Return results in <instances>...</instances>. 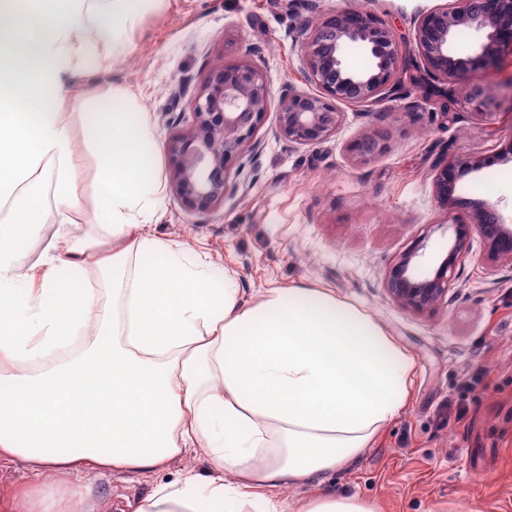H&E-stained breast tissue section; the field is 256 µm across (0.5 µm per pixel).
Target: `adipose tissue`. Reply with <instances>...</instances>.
Here are the masks:
<instances>
[{
    "mask_svg": "<svg viewBox=\"0 0 512 512\" xmlns=\"http://www.w3.org/2000/svg\"><path fill=\"white\" fill-rule=\"evenodd\" d=\"M148 2L0 0V462L33 473L1 505L96 512L71 476L157 473L199 449L207 473L155 483L130 512H286L274 492L304 486L316 492L296 512H379L326 484L405 409L413 358L328 289L270 288L245 306L234 280L154 236L155 142L133 91L82 115L112 249L50 244L40 269L17 264L34 226L71 221L69 76L104 30L126 53Z\"/></svg>",
    "mask_w": 512,
    "mask_h": 512,
    "instance_id": "adipose-tissue-1",
    "label": "adipose tissue"
}]
</instances>
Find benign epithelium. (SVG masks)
I'll return each instance as SVG.
<instances>
[{
  "label": "benign epithelium",
  "instance_id": "obj_1",
  "mask_svg": "<svg viewBox=\"0 0 512 512\" xmlns=\"http://www.w3.org/2000/svg\"><path fill=\"white\" fill-rule=\"evenodd\" d=\"M461 23L479 34L464 56L453 49V33ZM349 41L366 48L373 63L370 71L345 66L341 48ZM415 47L427 75L455 87L474 113L490 119L498 113V95L475 75L494 68L502 55H512V0H453L427 12L416 22ZM303 63L317 92H288L279 112L281 135L300 145H314L336 132L342 115L339 104L393 97L396 76L405 70L394 30L356 7L340 9L315 27L304 45ZM269 94V79L256 65L218 64L207 72L191 101L192 123L173 132L166 143L171 187L185 211L209 212L224 203L227 173L258 133ZM386 150V138L376 131L347 145L348 153L360 162H370ZM486 162L481 157L448 161L435 176L438 200L448 204V186ZM452 228L453 245L433 275L424 276L412 266L415 246L392 266L386 288L394 301L416 311L434 305L448 291V272L474 233L485 241L490 257L512 259V229L495 206L475 214L471 222L454 218Z\"/></svg>",
  "mask_w": 512,
  "mask_h": 512
}]
</instances>
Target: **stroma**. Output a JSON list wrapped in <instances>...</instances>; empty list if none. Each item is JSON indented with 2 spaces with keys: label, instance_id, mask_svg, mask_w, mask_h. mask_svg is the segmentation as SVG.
I'll return each instance as SVG.
<instances>
[{
  "label": "stroma",
  "instance_id": "obj_1",
  "mask_svg": "<svg viewBox=\"0 0 512 512\" xmlns=\"http://www.w3.org/2000/svg\"><path fill=\"white\" fill-rule=\"evenodd\" d=\"M345 0H157L129 32L130 50L97 54L67 85L69 93L106 109L100 94L130 88L138 94L158 146L163 184L152 233L211 273L234 278L244 304L279 286L327 288L371 313L416 362L411 401L378 441L329 487L340 496L376 501L380 512H512V260H486L471 236L457 259L448 292L432 308L414 311L385 288L389 269L412 246L415 263L433 272L453 243L451 217L471 219L482 204L512 218V57L485 73L500 99L494 122L447 94L425 96L402 82L394 99L340 104L342 120L314 146L286 140L278 111L288 90L315 92L302 46L322 18ZM385 20L401 42L408 67L418 17L446 0H352ZM257 64L269 79L263 126L244 148L230 182L233 194L211 212L184 211L169 184L166 136L192 120L190 101L219 63ZM79 205L72 221L55 219L32 232L19 265L36 264L48 243L66 249L98 238L97 162L78 110L68 116ZM384 135L387 151L367 163L346 147L362 134ZM485 156L489 165L455 185L447 204L434 177L449 160ZM484 370L481 397L465 424L448 420V399L475 370ZM187 468L203 472L205 458L188 455L162 473L96 476L92 494L101 512H123L127 500Z\"/></svg>",
  "mask_w": 512,
  "mask_h": 512
}]
</instances>
